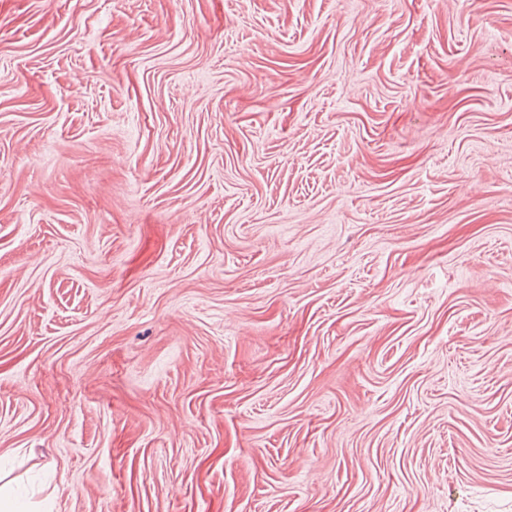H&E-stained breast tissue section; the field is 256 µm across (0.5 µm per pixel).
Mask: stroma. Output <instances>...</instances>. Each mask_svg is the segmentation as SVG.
<instances>
[{
  "label": "stroma",
  "mask_w": 512,
  "mask_h": 512,
  "mask_svg": "<svg viewBox=\"0 0 512 512\" xmlns=\"http://www.w3.org/2000/svg\"><path fill=\"white\" fill-rule=\"evenodd\" d=\"M0 480L512 512V0H0Z\"/></svg>",
  "instance_id": "obj_1"
}]
</instances>
